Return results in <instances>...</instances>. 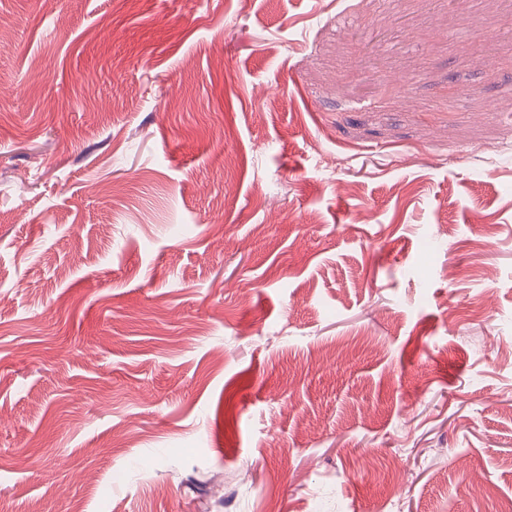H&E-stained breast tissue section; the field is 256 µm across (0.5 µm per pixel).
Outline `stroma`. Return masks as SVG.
Here are the masks:
<instances>
[{
  "label": "stroma",
  "mask_w": 512,
  "mask_h": 512,
  "mask_svg": "<svg viewBox=\"0 0 512 512\" xmlns=\"http://www.w3.org/2000/svg\"><path fill=\"white\" fill-rule=\"evenodd\" d=\"M512 0H0V512H501Z\"/></svg>",
  "instance_id": "1"
}]
</instances>
